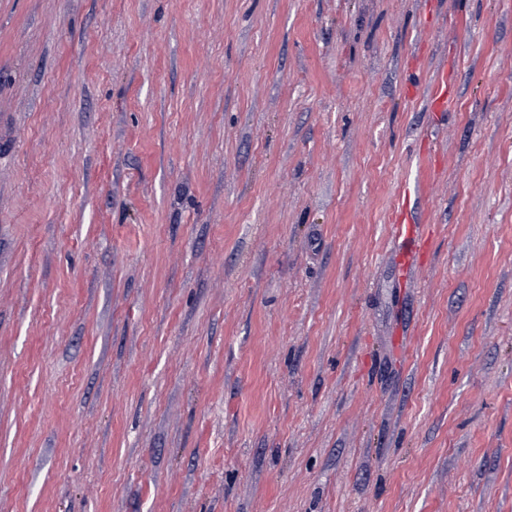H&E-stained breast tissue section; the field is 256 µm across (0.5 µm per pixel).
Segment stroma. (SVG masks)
<instances>
[{"label": "stroma", "mask_w": 512, "mask_h": 512, "mask_svg": "<svg viewBox=\"0 0 512 512\" xmlns=\"http://www.w3.org/2000/svg\"><path fill=\"white\" fill-rule=\"evenodd\" d=\"M0 512H512V0H0ZM406 207L402 208V213L399 218L398 224H394L395 234L402 239L409 246V250L404 255L406 266L409 267L413 261V252L416 250V245L421 240V231L418 224H403L405 220L404 212Z\"/></svg>", "instance_id": "1"}]
</instances>
